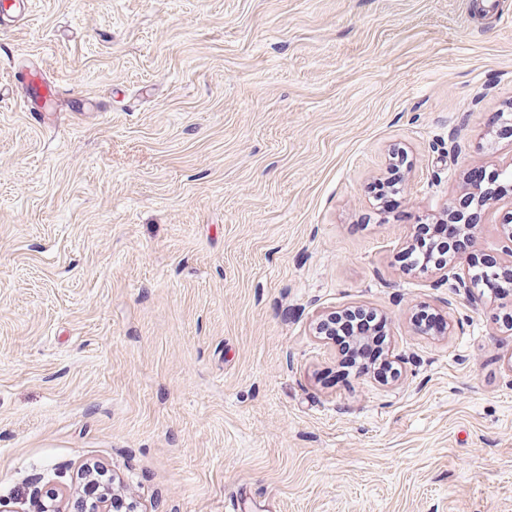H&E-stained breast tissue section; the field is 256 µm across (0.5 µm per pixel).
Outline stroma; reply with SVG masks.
<instances>
[{"label":"stroma","mask_w":512,"mask_h":512,"mask_svg":"<svg viewBox=\"0 0 512 512\" xmlns=\"http://www.w3.org/2000/svg\"><path fill=\"white\" fill-rule=\"evenodd\" d=\"M487 0H33L0 23V499L97 465L139 512H512V294L398 255L512 139ZM38 78L63 88L19 106ZM404 152L397 206L369 193ZM397 378L334 385L321 315ZM452 330H417V309ZM332 317L322 318L315 324V335L322 339H332L339 346L343 355L342 370L338 376L349 375L350 371L359 373L372 372L375 376L388 380L392 376L394 366L387 359L384 344L386 335L382 331L385 325H381L383 318L377 313L367 310H350L347 313L336 316V336L326 333V322ZM357 333L369 336L367 343L360 348L353 346V339ZM337 372V373H339Z\"/></svg>","instance_id":"1"}]
</instances>
